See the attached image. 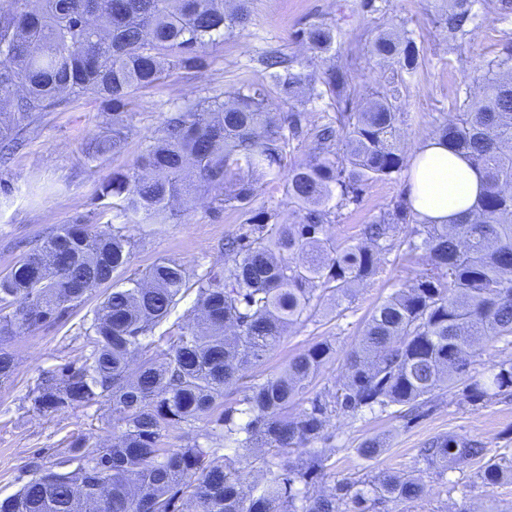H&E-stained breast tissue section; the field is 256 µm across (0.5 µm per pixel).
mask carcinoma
Masks as SVG:
<instances>
[{"mask_svg": "<svg viewBox=\"0 0 512 512\" xmlns=\"http://www.w3.org/2000/svg\"><path fill=\"white\" fill-rule=\"evenodd\" d=\"M437 2L449 39L480 27L478 0ZM250 4L0 0V145L20 146L38 114L64 98L93 97L112 110V138L89 142L85 155L119 152L121 109L131 92L170 67H200L201 49L247 25ZM293 40L328 54L337 35L321 22ZM367 55L392 69L390 89L355 112L341 108L352 95L348 68L332 63L316 79L279 53L262 59L282 101L327 95L336 103V121L316 128L306 161L284 166L286 148L304 133L303 113L278 111L260 85L172 113L134 171L100 185L116 217L163 223L174 202L188 211L202 192L221 207H243L261 180L288 168L285 194L295 220L282 224L272 210L255 212L249 228L226 243L223 266L193 281L184 264L160 259L143 278L120 285L114 274L131 247L123 228L65 224L0 276L1 337L55 324L86 291L106 286L85 330L90 353L78 366L41 374L28 399L41 415L107 402L122 423L107 445L92 448L76 437L51 466L31 462V479L0 499V512H183L186 505L194 512H380L390 502L419 500L424 484L413 474L380 471L317 490L328 476L332 449L321 443L332 416L398 406L411 420L432 407L437 391L458 384L471 404L512 395L511 359L486 378L469 373L483 343L512 337V42L477 65L462 104L436 126V136L483 180L469 214L426 224L402 197L362 225L360 241L336 242L326 235L331 216L404 164L400 87L416 74L420 48L411 32L383 28ZM406 224L420 238L409 241L410 259H424V268L375 308L340 387L288 414L331 358V346L317 342L251 387L240 407H224V390L241 370L311 315L316 291L349 297L352 286L373 280ZM192 290L193 322L155 335ZM14 371V356L1 348L0 386ZM203 417L208 436L224 439L228 452L162 446V432ZM290 450L296 458L286 456ZM486 455L481 442L457 436L434 437L420 449L427 470L478 463L484 486L512 475V465ZM257 460L261 480L243 484L244 469Z\"/></svg>", "mask_w": 512, "mask_h": 512, "instance_id": "1", "label": "carcinoma"}]
</instances>
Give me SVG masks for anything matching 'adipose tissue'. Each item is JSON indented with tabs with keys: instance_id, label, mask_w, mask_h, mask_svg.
I'll use <instances>...</instances> for the list:
<instances>
[{
	"instance_id": "obj_1",
	"label": "adipose tissue",
	"mask_w": 512,
	"mask_h": 512,
	"mask_svg": "<svg viewBox=\"0 0 512 512\" xmlns=\"http://www.w3.org/2000/svg\"><path fill=\"white\" fill-rule=\"evenodd\" d=\"M482 187L476 171L439 138H427L410 161L409 196L430 224H446L467 212Z\"/></svg>"
}]
</instances>
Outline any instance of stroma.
<instances>
[{"label": "stroma", "mask_w": 512, "mask_h": 512, "mask_svg": "<svg viewBox=\"0 0 512 512\" xmlns=\"http://www.w3.org/2000/svg\"><path fill=\"white\" fill-rule=\"evenodd\" d=\"M375 9L363 0H253L245 29L206 47L198 68H173L157 84L134 90L125 108L126 142L117 154H105L96 162L84 156L87 142L111 134L112 115L91 98L68 99L42 113L24 146L0 162V182L9 187L0 194V275L8 273L19 258L63 224H86L111 229L115 211L111 200L100 199V180L115 170L132 168L152 138L158 137L171 113L184 111L198 101L270 78L260 63L267 52L278 51L301 62L304 73L320 76L325 60L295 43V30L324 22L335 27L341 54H356L353 67L355 94L351 109L363 97L384 90L388 69L374 65L360 52L378 28L401 25L412 31L421 48L416 77L401 90L402 122L399 137L405 156H412L420 141L432 134L436 117L452 112L465 97L479 60L494 58L505 42L512 41V18L502 19L499 0H482L478 10L480 28L464 42L452 43L440 20L436 0H375ZM308 137L287 149L286 164L308 159L312 130L334 117L331 100L301 104ZM408 170L392 179L366 188L360 204L342 208L327 227V234L343 242L358 238L362 224L370 222L391 201L406 191ZM273 209L280 221L291 222L292 209L284 190V177L268 176L248 208H220L210 196L197 199L187 214L163 223L127 224L134 248L129 264L118 279L138 277L161 258L182 262L191 277L223 264L222 246L238 233L250 212ZM407 244H398L381 258V272L355 297L332 303L322 298L305 322L292 326L280 344L256 366L246 368L236 385L224 395L225 406H237L245 387L264 382L288 359L318 341L329 342L334 354L308 387L309 396L298 401L294 413L309 409L310 396L341 382L348 352L358 341L374 309L396 290L405 287L418 270L407 255ZM103 294L89 291L84 304L51 327L0 338V346L13 353L16 369L10 384L0 386V498L16 493L31 473L32 458L50 465L63 456L71 438L84 436L90 442L107 443L120 424L107 403H97L65 413L40 416L33 413L27 394L39 374L61 364L80 360L89 351L84 329ZM326 434L334 453L329 461L335 479L358 478L387 470L405 474L419 467V448L433 437L455 435L481 441L489 456L512 459V396H499L476 405L461 402L457 390L439 396L424 416L408 421L395 408L366 411L351 417H332ZM378 439L382 453L371 460L358 455L367 439ZM473 467L451 468L444 473L423 472L425 493L413 503L390 505L389 512H483L495 503L501 512H512V479L493 486H480L472 493L463 487L473 479Z\"/></svg>", "instance_id": "1"}]
</instances>
